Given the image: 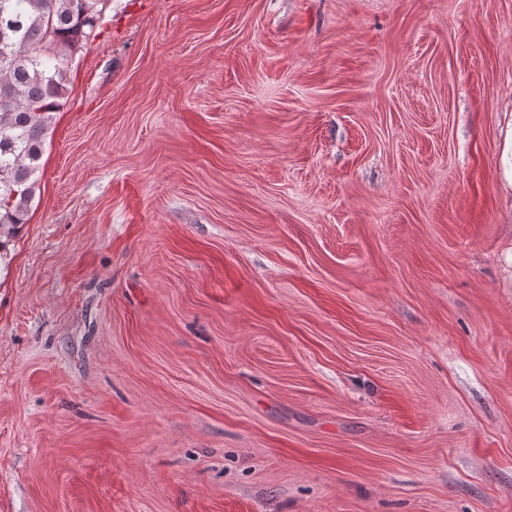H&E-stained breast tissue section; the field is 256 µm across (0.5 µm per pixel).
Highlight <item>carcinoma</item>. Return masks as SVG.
<instances>
[{"mask_svg": "<svg viewBox=\"0 0 512 512\" xmlns=\"http://www.w3.org/2000/svg\"><path fill=\"white\" fill-rule=\"evenodd\" d=\"M102 0H0V260L35 197L51 114L67 93L60 57L99 35Z\"/></svg>", "mask_w": 512, "mask_h": 512, "instance_id": "carcinoma-1", "label": "carcinoma"}]
</instances>
